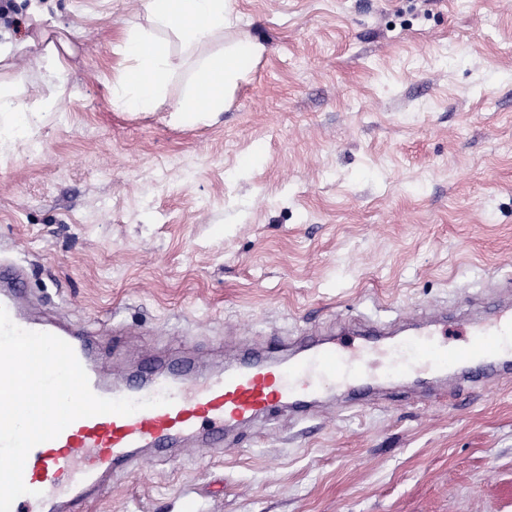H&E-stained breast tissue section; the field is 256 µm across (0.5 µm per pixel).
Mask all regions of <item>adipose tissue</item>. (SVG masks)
I'll use <instances>...</instances> for the list:
<instances>
[{
	"instance_id": "ef3b65f1",
	"label": "adipose tissue",
	"mask_w": 512,
	"mask_h": 512,
	"mask_svg": "<svg viewBox=\"0 0 512 512\" xmlns=\"http://www.w3.org/2000/svg\"><path fill=\"white\" fill-rule=\"evenodd\" d=\"M149 19L192 50L222 33L232 0H139ZM261 44L227 47L207 55L195 69L189 87L175 108V120L202 121L224 109V93L241 76L249 59L261 55ZM122 52L132 68L120 79L119 103L131 112L154 109L163 96L172 63L167 39L141 33L125 35ZM40 112L21 106L0 92V142L27 132Z\"/></svg>"
}]
</instances>
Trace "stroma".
I'll return each mask as SVG.
<instances>
[{
  "label": "stroma",
  "instance_id": "stroma-1",
  "mask_svg": "<svg viewBox=\"0 0 512 512\" xmlns=\"http://www.w3.org/2000/svg\"><path fill=\"white\" fill-rule=\"evenodd\" d=\"M12 0L38 132L0 147V260L45 316L216 368L269 337L455 309L512 278V0H233L161 104L112 99L138 0ZM261 43L214 118L172 112L197 64ZM66 44L52 72L47 44ZM282 417L144 455L79 512H512V382Z\"/></svg>",
  "mask_w": 512,
  "mask_h": 512
}]
</instances>
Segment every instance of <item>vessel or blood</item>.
Returning <instances> with one entry per match:
<instances>
[{"label": "vessel or blood", "instance_id": "vessel-or-blood-1", "mask_svg": "<svg viewBox=\"0 0 512 512\" xmlns=\"http://www.w3.org/2000/svg\"><path fill=\"white\" fill-rule=\"evenodd\" d=\"M0 306L20 328L69 343L97 396L170 399L126 416L77 419L57 438L36 445L23 470L29 492L13 502L11 512H72L94 501L113 474L131 472L141 451L223 448L231 433L257 421L283 412L296 418L310 414L339 388L352 404L362 405L384 387L408 393L415 375L446 380L454 391L512 378V301L502 298L453 328L434 316L400 336L380 330L307 336L293 352L276 339L272 351L242 350L218 373H199L189 357L174 362L149 353L148 369L122 386L107 384L100 374V341L81 328L56 326L36 315L28 307L21 271L1 263Z\"/></svg>", "mask_w": 512, "mask_h": 512}]
</instances>
